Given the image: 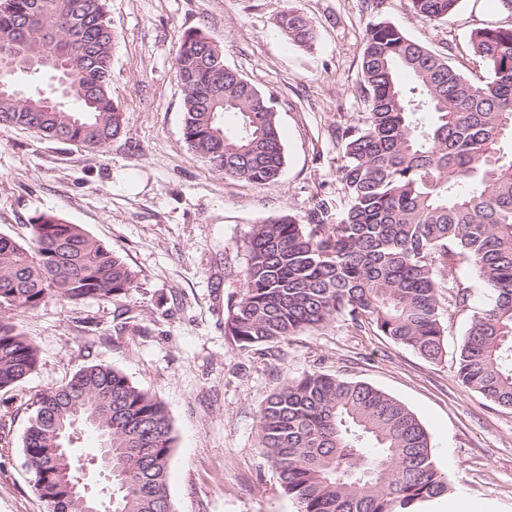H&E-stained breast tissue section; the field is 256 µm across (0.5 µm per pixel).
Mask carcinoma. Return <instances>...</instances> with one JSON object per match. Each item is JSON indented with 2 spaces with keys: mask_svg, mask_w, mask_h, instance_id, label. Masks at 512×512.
Returning <instances> with one entry per match:
<instances>
[{
  "mask_svg": "<svg viewBox=\"0 0 512 512\" xmlns=\"http://www.w3.org/2000/svg\"><path fill=\"white\" fill-rule=\"evenodd\" d=\"M460 0H410L416 18L441 23ZM505 21L471 34L485 75L465 76L448 58L387 21L366 28L360 92L366 112L336 125L342 211L320 198L306 215L254 225L243 289L227 306L224 333L241 347L285 340L340 316L430 360L442 356V300L464 307L462 270L472 264L493 302L473 314L457 377L491 402L512 407V0ZM41 14L65 37L73 106L0 98V129H26L58 142L106 146L123 118L109 91L112 31L102 0H0V55L40 53ZM281 33L312 48L310 19L294 8ZM222 49L186 31L175 69L183 91V137L195 157L257 186L285 164L275 99L231 67L211 87ZM45 72L0 74L36 84ZM137 274L78 224L45 213L26 246L0 235V390L34 371L38 346L12 321L52 299L80 303L127 297ZM24 439L34 488L50 512H173L167 484L173 424L164 404L121 370L88 364L37 395ZM80 426L110 454L104 491L71 487L91 462L63 453ZM258 440L284 494L300 512H431L450 490L416 415L363 382L312 372L285 379L261 409Z\"/></svg>",
  "mask_w": 512,
  "mask_h": 512,
  "instance_id": "1",
  "label": "carcinoma"
}]
</instances>
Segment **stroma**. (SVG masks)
<instances>
[{
	"label": "stroma",
	"mask_w": 512,
	"mask_h": 512,
	"mask_svg": "<svg viewBox=\"0 0 512 512\" xmlns=\"http://www.w3.org/2000/svg\"><path fill=\"white\" fill-rule=\"evenodd\" d=\"M117 39L110 92L121 132L101 150L0 132V234L26 243L52 212L81 225L136 271L127 298L53 299L15 320L39 349L36 370L0 391V512H49L34 491L23 440L36 395L91 363L121 369L163 401L175 448L168 485L174 512H299L258 446V415L284 378L320 372L368 383L399 400L427 429L452 496L473 512H512V408L456 377L472 314L492 296L475 284L466 308L443 307L444 354L432 362L342 318L322 330L239 347L224 333L255 224L304 215L317 197L338 200L336 125L365 110L360 59L368 23L384 19L476 79L473 29L502 20L498 0H461L443 23L418 20L409 0H104ZM312 22L306 49L278 17ZM221 47L226 65L274 96L285 165L258 187L194 158L183 137L175 60L184 31Z\"/></svg>",
	"instance_id": "35a3bbf8"
}]
</instances>
